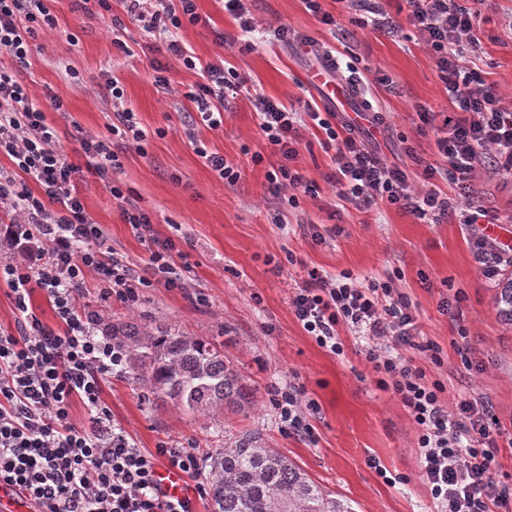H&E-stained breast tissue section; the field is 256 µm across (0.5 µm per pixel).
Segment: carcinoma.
<instances>
[{
	"mask_svg": "<svg viewBox=\"0 0 512 512\" xmlns=\"http://www.w3.org/2000/svg\"><path fill=\"white\" fill-rule=\"evenodd\" d=\"M499 314L512 320V280H506ZM128 348L127 366L153 398L196 415L213 416L253 403V391L214 339L192 336L170 324L112 325ZM213 512H354L331 498L295 463L269 447L258 431H246L206 461Z\"/></svg>",
	"mask_w": 512,
	"mask_h": 512,
	"instance_id": "obj_1",
	"label": "carcinoma"
}]
</instances>
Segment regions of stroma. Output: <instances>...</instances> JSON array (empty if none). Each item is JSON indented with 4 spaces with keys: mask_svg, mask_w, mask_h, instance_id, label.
<instances>
[{
    "mask_svg": "<svg viewBox=\"0 0 512 512\" xmlns=\"http://www.w3.org/2000/svg\"><path fill=\"white\" fill-rule=\"evenodd\" d=\"M197 6L202 23L185 26L181 37L199 66L224 62L249 78L253 92L289 108H299L310 98L325 104L311 81L309 60L295 48L265 37L245 46L222 0H198ZM51 7L57 23L39 29L31 43L30 66L21 78L37 90L48 123L77 167L75 184L86 211L101 224L113 251L138 274H148L146 245L123 223L117 200L89 170L75 139L80 131L105 133L112 117L103 79L108 73L120 82L125 106L148 135L145 151L129 147L121 152L122 167L115 177L129 201L148 211L160 236L173 238L182 253L176 266L183 289H147L133 310L117 300L100 303L92 291L86 293V302L102 307L112 321L139 317L215 339L255 397L248 413H224V433L218 436L209 418L148 400L135 373L126 372L104 387L103 398L116 422L138 447L152 451L162 441H189L202 457L241 431L256 429L323 490L352 501L357 512H437L420 478L416 434L402 402L376 388L349 330L341 332L347 344L344 356H331L318 347L296 321L289 296L309 267L331 275L349 271L360 278L400 272L396 285L416 307L423 340L444 351L443 366L417 351L412 354L415 364L444 380L448 402L487 398L501 425L512 431V324L498 314L497 290L474 258L471 229L451 221L423 224L390 207L361 212L339 201L325 181L330 158L320 144L321 134L313 129L305 133L294 166L318 184V195L300 192L291 199L269 192L265 168L251 163L252 153L266 148L251 94L238 96L222 128L209 129L182 95L198 81L197 69L151 53L153 37L139 24L127 23L121 38L129 51L123 54L101 17L79 15L72 0H53ZM249 8L258 27L288 24L335 50L343 61L367 68L369 77L392 79V88L371 89L388 114V129L378 137L384 155L405 162L403 143L410 140L424 158L433 159L434 138L417 132L414 107L445 110L446 90L412 27L387 34L345 18L332 32L306 10L303 0H251ZM511 20L512 0H486L481 7L480 64L487 82L508 99ZM219 32L226 45L216 43ZM158 63L167 68L171 90L153 81ZM58 100L64 105L60 112L54 106ZM197 141L239 167L235 185L224 184L197 155ZM277 212L283 224L274 223ZM312 224L336 234L314 245L308 231ZM452 288L467 294L458 319L438 307ZM462 327L477 365L473 371L463 368L453 347ZM291 382L318 405L308 418L313 438L283 432L270 402L272 386ZM370 457L404 476V483H385L367 466Z\"/></svg>",
    "mask_w": 512,
    "mask_h": 512,
    "instance_id": "35a3bbf8",
    "label": "stroma"
}]
</instances>
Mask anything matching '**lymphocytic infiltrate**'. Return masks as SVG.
I'll return each instance as SVG.
<instances>
[{"label":"lymphocytic infiltrate","instance_id":"1","mask_svg":"<svg viewBox=\"0 0 512 512\" xmlns=\"http://www.w3.org/2000/svg\"><path fill=\"white\" fill-rule=\"evenodd\" d=\"M48 2L0 0V49L13 61L12 68H0V155L17 171L13 177L0 174V214L10 215L0 225V253L21 247L28 255L22 265L0 261V281L17 312L15 331L0 332V481L28 496L36 512H196L195 502L207 490L192 446L164 441L152 452L137 448L102 398L105 383L124 372L127 349L108 335L101 310L85 303L87 277L96 275L101 301L115 298L132 308L146 289L179 288L183 281L174 263L175 240L159 237L141 208H121L120 217L147 243L150 276L135 274L112 250L85 209L74 184L76 168L36 93L18 78L30 65V42L38 29L56 23ZM407 4L405 23L432 55L450 103L443 116L422 105L416 109L420 130L434 136L435 162L410 146L407 166L385 158L376 146L384 124L378 100H364L360 111L340 116L312 100L298 111L258 93L259 127L277 157L265 177L276 194L287 189L317 194V184L292 163L305 131L318 129L331 159L326 182L339 200L361 212L386 206L423 224L452 219L470 226L475 259L491 278L500 262L512 263V244L490 233L500 218L485 206L475 183L489 170L512 175V101L467 63L481 45L471 8L461 0ZM123 5L120 16L112 14L109 0H78L77 7L87 14L96 8L108 13L116 29L128 19L142 23L154 37L150 51L195 68L179 31L200 22L196 0H123ZM274 35L312 57L318 74L329 78L339 70L332 52L311 36L285 24ZM105 85L114 104L112 122L106 134L82 136L80 145L97 175L108 179L121 167L124 143L144 147L147 134L124 107L118 80L106 77ZM247 87L236 69L211 63L185 96L202 123L217 129L231 101ZM266 154L253 153L252 163L262 165ZM37 291L51 304L58 327L44 325L33 312ZM289 305L307 335L330 355L345 353L340 329L354 333L377 387L399 397L409 413L421 478L440 512H512V481L499 479L494 466L504 436L499 420L482 399L449 405L445 383L407 357V350L415 349L440 365L444 351L420 342L415 307L393 280L362 281L347 271L332 276L311 268ZM271 401L288 434L311 436L314 402L303 401L292 385L273 388ZM77 402L87 411L80 425L70 416ZM161 467L192 482V494L164 489L157 479Z\"/></svg>","mask_w":512,"mask_h":512}]
</instances>
